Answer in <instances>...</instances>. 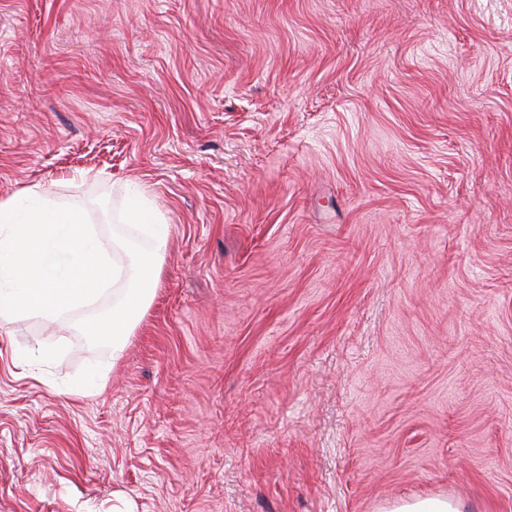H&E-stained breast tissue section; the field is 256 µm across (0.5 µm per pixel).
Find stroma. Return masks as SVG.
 <instances>
[{
	"mask_svg": "<svg viewBox=\"0 0 512 512\" xmlns=\"http://www.w3.org/2000/svg\"><path fill=\"white\" fill-rule=\"evenodd\" d=\"M135 186L120 357L0 319V512H512V0H0V200ZM383 512H463L461 505L448 498L416 497L401 500Z\"/></svg>",
	"mask_w": 512,
	"mask_h": 512,
	"instance_id": "35a3bbf8",
	"label": "stroma"
}]
</instances>
